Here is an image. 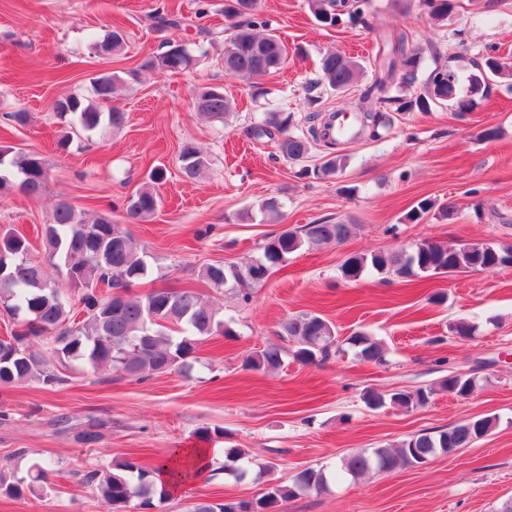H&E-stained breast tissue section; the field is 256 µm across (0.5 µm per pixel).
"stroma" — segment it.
<instances>
[{
  "label": "stroma",
  "mask_w": 512,
  "mask_h": 512,
  "mask_svg": "<svg viewBox=\"0 0 512 512\" xmlns=\"http://www.w3.org/2000/svg\"><path fill=\"white\" fill-rule=\"evenodd\" d=\"M457 3L437 24L417 0L397 8L376 0L375 26L404 31L423 46L426 72L447 63L468 74L488 45L512 65V0ZM159 8L182 16L184 25L155 29L149 16ZM259 15L288 50L280 69L264 78L261 96L225 74L223 41L206 37L225 26L224 0H0V143L40 153L50 167L41 197L0 196V224L24 234L33 255L41 256L40 230L58 197L82 209L91 198L108 199L113 220L127 223L125 198L144 183L150 167L166 165L157 214L128 223L150 265L133 291L141 295L166 284L196 288L227 326L202 342L199 361L186 375L173 371L138 382L71 365L62 369L60 385L0 386V458H10L21 476L35 463L52 469L41 498L0 496V512H103L79 471L123 459L150 467L170 449L200 445L210 448L214 472L158 508L186 512L197 499L258 493L253 479L224 474L229 448L273 462V478L286 481L300 470L337 464L357 449L480 415L496 416L498 423L472 447L416 468L337 479L328 490L284 503L281 512H495L512 497V265L416 282L376 274L348 280L340 270L350 256L400 251L422 239L512 245V100L493 82L464 114L445 107L396 113L382 140L343 146L349 163L342 174L302 175L303 167L322 163L324 148L315 149L305 165L291 164L273 159V142L249 138L247 128L270 111L303 119L311 110L307 82L322 54L333 49L368 61L375 39L358 25L321 26L307 0H259ZM116 28L125 35L121 55L90 57V35ZM169 40L208 44L209 55L180 72L142 70L146 57L161 53ZM136 67L139 80L111 102L126 121L107 138L74 136L54 112V102L68 95L93 102L91 79L98 71ZM206 86L223 87L234 101L228 123L196 111L195 97ZM17 111L29 113L28 124L8 120ZM489 125L501 134L486 142L478 133ZM65 137L69 147L59 148ZM187 140L210 160L195 179L179 169V149ZM271 197L282 204L281 222H268L259 210ZM423 199L433 209L409 221ZM478 200L479 212L473 208ZM445 204L452 219L440 214ZM322 221L350 224L351 234L340 244L290 254L250 303L198 276L206 264L246 265L284 227ZM434 294L443 302H431ZM302 312L323 316L343 337L369 331L386 343L387 364L361 361L350 348L317 364L289 359L273 372L245 369L246 356L274 340L282 320ZM459 319L473 325L472 336L449 332V323ZM452 371L475 374L474 392H440L410 411L372 410L362 400L368 389H414ZM91 419L104 423L93 448L74 439ZM204 429L210 437H201Z\"/></svg>",
  "instance_id": "1"
}]
</instances>
